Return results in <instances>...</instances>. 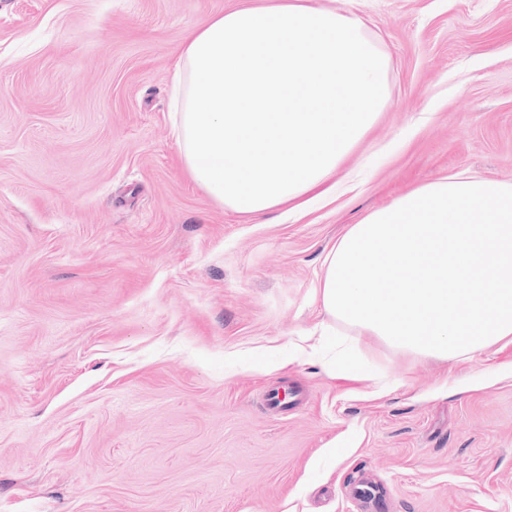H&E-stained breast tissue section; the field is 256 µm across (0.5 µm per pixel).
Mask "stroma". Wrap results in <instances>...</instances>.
Listing matches in <instances>:
<instances>
[{
	"mask_svg": "<svg viewBox=\"0 0 512 512\" xmlns=\"http://www.w3.org/2000/svg\"><path fill=\"white\" fill-rule=\"evenodd\" d=\"M263 2L0 0V512H512V342L305 349L348 225L512 183V0H313L368 19L387 105L321 204L253 218L186 171L170 75Z\"/></svg>",
	"mask_w": 512,
	"mask_h": 512,
	"instance_id": "stroma-1",
	"label": "stroma"
}]
</instances>
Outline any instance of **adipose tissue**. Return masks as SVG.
<instances>
[{
    "mask_svg": "<svg viewBox=\"0 0 512 512\" xmlns=\"http://www.w3.org/2000/svg\"><path fill=\"white\" fill-rule=\"evenodd\" d=\"M387 68L361 18L310 0L210 17L171 74L187 172L243 215L305 206L385 109Z\"/></svg>",
    "mask_w": 512,
    "mask_h": 512,
    "instance_id": "adipose-tissue-1",
    "label": "adipose tissue"
}]
</instances>
